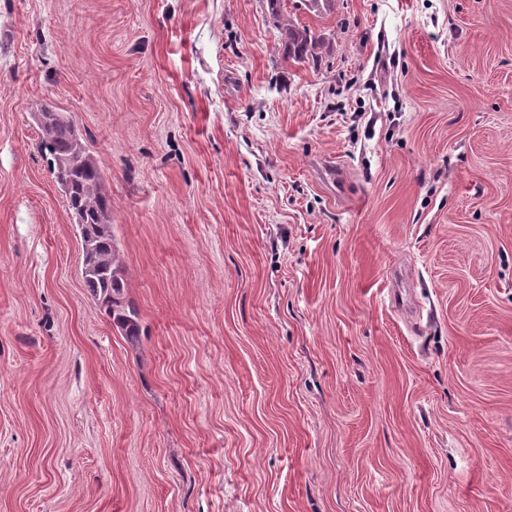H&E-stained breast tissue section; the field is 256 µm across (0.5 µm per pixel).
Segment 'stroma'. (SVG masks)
Returning a JSON list of instances; mask_svg holds the SVG:
<instances>
[{"mask_svg":"<svg viewBox=\"0 0 512 512\" xmlns=\"http://www.w3.org/2000/svg\"><path fill=\"white\" fill-rule=\"evenodd\" d=\"M0 512H512V0H0ZM284 36L286 55L296 63L305 62L308 54L311 55V50L323 39L307 26H303L302 29L288 26L284 30ZM33 117L42 132L41 149L51 157L52 174L80 232L84 284L121 334L138 336L139 313L127 297L103 173L72 117L49 103L40 104Z\"/></svg>","mask_w":512,"mask_h":512,"instance_id":"stroma-1","label":"stroma"}]
</instances>
